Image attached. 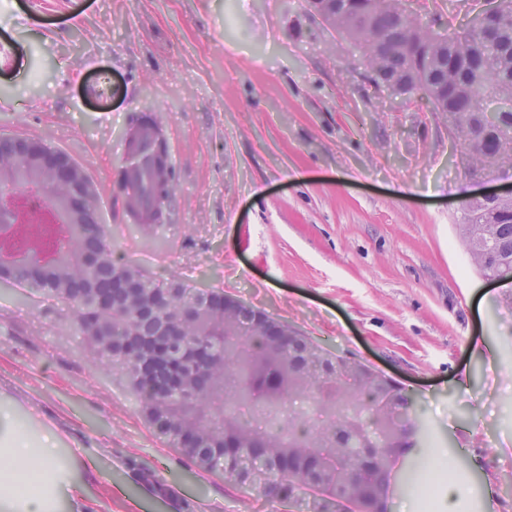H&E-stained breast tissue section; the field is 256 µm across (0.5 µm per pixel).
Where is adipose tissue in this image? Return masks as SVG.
<instances>
[{"label": "adipose tissue", "instance_id": "adipose-tissue-1", "mask_svg": "<svg viewBox=\"0 0 512 512\" xmlns=\"http://www.w3.org/2000/svg\"><path fill=\"white\" fill-rule=\"evenodd\" d=\"M77 450L61 453L49 431L32 437L28 431L9 429L0 441V512H85L82 488L71 479Z\"/></svg>", "mask_w": 512, "mask_h": 512}]
</instances>
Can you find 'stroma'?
Returning <instances> with one entry per match:
<instances>
[{
    "mask_svg": "<svg viewBox=\"0 0 512 512\" xmlns=\"http://www.w3.org/2000/svg\"><path fill=\"white\" fill-rule=\"evenodd\" d=\"M358 59L308 0H0V137L80 164L127 264L235 296L400 384L416 433L387 512H441L452 481L470 512H512V287L482 280L456 232L478 186L427 96L397 107ZM143 116L173 184L152 236L115 188ZM72 315L0 288V404L91 449L74 471L87 512H307L159 438Z\"/></svg>",
    "mask_w": 512,
    "mask_h": 512,
    "instance_id": "stroma-1",
    "label": "stroma"
}]
</instances>
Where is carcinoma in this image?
I'll return each mask as SVG.
<instances>
[{"label": "carcinoma", "mask_w": 512, "mask_h": 512, "mask_svg": "<svg viewBox=\"0 0 512 512\" xmlns=\"http://www.w3.org/2000/svg\"><path fill=\"white\" fill-rule=\"evenodd\" d=\"M501 4V29L476 36L464 51L398 13L391 0H372L364 16L344 0L336 8V28L364 42L375 82L398 78L409 102L422 87L435 110L451 116L448 129L466 137L474 175L493 173L494 160L512 154V111L502 113L503 129L484 130L486 113L512 103V0ZM158 185L153 168L131 185L137 202L152 200L142 211L159 213ZM1 193L14 196L15 208H0V257L22 264L18 284L72 306L71 326L88 336L102 367H123L156 435L200 470L251 493L304 501L309 512H385L390 471L411 447L410 400L400 388L344 373L305 336H282L263 321L245 328L253 310H224L222 293L188 309L191 288L116 263L96 210L74 206L72 184L6 139ZM463 214L485 234L469 251L473 266L512 265V205L467 201ZM149 301L157 311L145 319ZM180 316L182 336L201 352L198 366L173 388L162 369L145 380L138 361L153 349L138 339ZM308 393V411L287 408L292 396ZM246 412L261 425L244 419Z\"/></svg>", "instance_id": "carcinoma-1"}]
</instances>
